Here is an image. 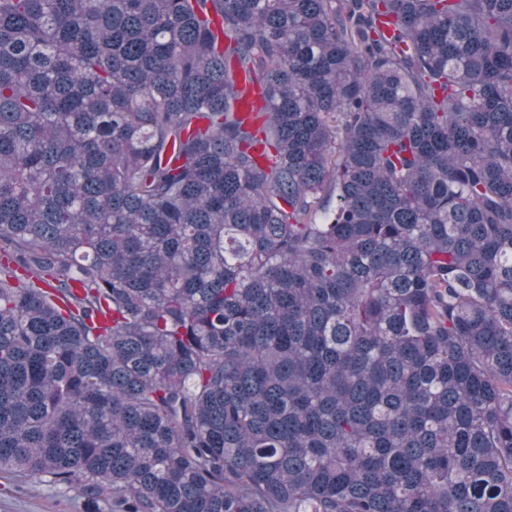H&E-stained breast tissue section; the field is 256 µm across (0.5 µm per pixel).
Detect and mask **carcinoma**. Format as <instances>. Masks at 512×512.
Masks as SVG:
<instances>
[{
	"mask_svg": "<svg viewBox=\"0 0 512 512\" xmlns=\"http://www.w3.org/2000/svg\"><path fill=\"white\" fill-rule=\"evenodd\" d=\"M0 472L512 512V0H0ZM238 87L240 96L237 100L238 116L252 131H255L261 123L257 112L261 105L260 97L254 85L244 73L239 74Z\"/></svg>",
	"mask_w": 512,
	"mask_h": 512,
	"instance_id": "1",
	"label": "carcinoma"
}]
</instances>
